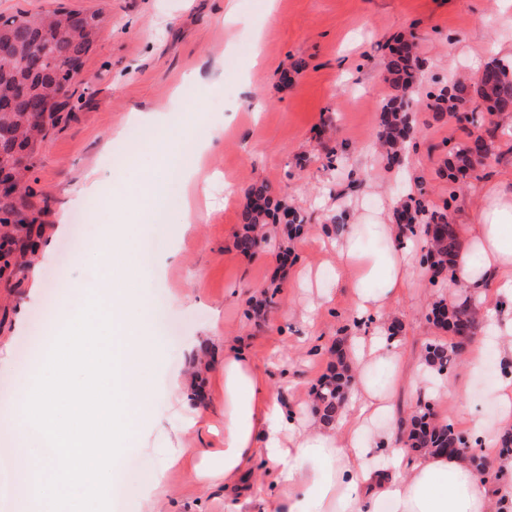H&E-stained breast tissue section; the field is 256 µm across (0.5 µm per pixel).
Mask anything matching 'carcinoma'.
I'll return each mask as SVG.
<instances>
[{
  "mask_svg": "<svg viewBox=\"0 0 512 512\" xmlns=\"http://www.w3.org/2000/svg\"><path fill=\"white\" fill-rule=\"evenodd\" d=\"M29 18L23 14L0 16V27L23 32L22 41L7 58L0 57V82L21 80L29 85L28 96L14 111L4 115L13 136L0 138V152L12 151L17 136L15 132L27 134L43 128L45 115H54L66 107L65 95L68 86L75 79L74 65L79 55L90 51L93 40L81 32L59 33L51 24L27 27ZM400 47L391 49L386 63L396 89L380 114L379 143L384 160L390 166L402 163V153L416 134L411 120L406 94L419 78L422 68L417 54V45L404 40ZM430 109L439 113H454L469 108L475 99L481 100L485 109L494 115L512 114V63L499 60L489 62L473 79L455 77L451 83L440 82L429 93ZM451 181L456 175H464L473 169L470 141L454 144L448 149L446 159ZM249 203L242 214L245 232L236 241V247L244 254L252 253L268 235L264 227L268 219H278L279 212L288 210L290 220L284 230L293 232L303 224V215L289 204L285 197L274 195L265 180L255 181L247 191ZM455 202L453 192L443 207L429 205L423 194L407 195L404 209L414 214L415 225H406L410 233L420 232L427 244L422 255L433 286L445 288L453 279V257L459 249L455 224L449 222V210ZM434 324L441 330H448L453 323L461 328L479 327L482 314L474 300L445 303L439 302L433 308ZM336 366L312 390V399L321 420L329 423L336 419L353 376L345 360L342 348L335 349ZM462 351L458 344L448 347L431 344L426 349L425 361L437 367V371L449 372L455 369ZM404 436L410 448L415 451L440 452L452 447L459 434L449 423L435 419L433 408L423 405L408 414L404 422Z\"/></svg>",
  "mask_w": 512,
  "mask_h": 512,
  "instance_id": "1",
  "label": "carcinoma"
}]
</instances>
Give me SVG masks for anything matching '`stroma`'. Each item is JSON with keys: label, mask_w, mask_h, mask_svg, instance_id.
<instances>
[{"label": "stroma", "mask_w": 512, "mask_h": 512, "mask_svg": "<svg viewBox=\"0 0 512 512\" xmlns=\"http://www.w3.org/2000/svg\"><path fill=\"white\" fill-rule=\"evenodd\" d=\"M61 5L99 13L100 31L68 88L66 110L35 142L24 189L13 199L16 221L55 238L51 252L36 250L27 267L0 275V401L10 398L16 375L58 321L48 304L59 284L94 292L105 263L96 240L123 224L126 247L148 239L174 247L164 275L151 281L142 317L145 335L164 343L144 423L114 472L112 512H228L223 480L198 479L189 462L168 463L179 448L224 445L225 344L252 357L271 396L317 423L309 391L326 373L336 341L351 342L354 334L351 292L330 277L336 257L322 242V226L340 204L353 224L388 219L412 191L438 205L453 187L474 203L512 167V125L504 123L488 163L449 184L442 160L470 127L427 106L435 80L475 76L494 49H512V0H276L270 15L264 0H0V15L38 17ZM258 28L263 45L255 61ZM402 33L415 35L424 68L413 93L415 145L391 169L371 146L381 106L395 93L385 62ZM135 112L162 117L171 129L222 130L221 148L201 170L218 180L210 198H193V223H184L180 207L154 216L136 194L153 175L152 160L132 169L104 165L135 128ZM331 149L341 160L335 171L327 167ZM105 172L122 199L116 214L75 194L80 182ZM259 178L307 222L287 249L265 244L244 254L236 248L241 213ZM273 284L277 294L255 318L252 297ZM438 294L410 270L387 314L399 327L407 365L430 340L449 339L427 319ZM497 370L491 361L482 374L462 366L448 377L489 421L496 407L489 380ZM176 387L202 395L199 429L182 430ZM134 464L160 479L159 495L146 497L131 479Z\"/></svg>", "instance_id": "obj_1"}]
</instances>
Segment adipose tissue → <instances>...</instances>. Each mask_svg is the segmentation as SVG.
I'll list each match as a JSON object with an SVG mask.
<instances>
[{"mask_svg":"<svg viewBox=\"0 0 512 512\" xmlns=\"http://www.w3.org/2000/svg\"><path fill=\"white\" fill-rule=\"evenodd\" d=\"M219 132L207 140L185 135L176 149L152 144L157 166L176 171L194 194H205L197 180L200 155L217 147ZM372 232L389 241L385 254L365 252L350 224L331 246L335 278L352 292L358 321L373 320L376 331L356 337L353 359L358 380L336 421L316 426L295 423L268 393L265 375L244 350L224 348V448L220 453L225 491L243 507L261 498L264 486L252 475L257 461L273 473L277 493L268 512H512V487L494 484L468 462L446 453L407 452L397 427L376 428L379 417L394 412V391L380 393L364 381L376 363L390 367L394 386L405 377L396 341L387 334L386 313L397 303L409 275L416 243L400 225L375 224ZM464 242L455 258L454 301L488 297L489 321L467 355L466 367L484 370L488 357L512 364V180L490 186L467 223L459 225ZM380 280L372 290L368 281ZM498 413L485 423L470 408L462 414L483 445L512 432V373L494 381Z\"/></svg>","mask_w":512,"mask_h":512,"instance_id":"ef3b65f1","label":"adipose tissue"}]
</instances>
